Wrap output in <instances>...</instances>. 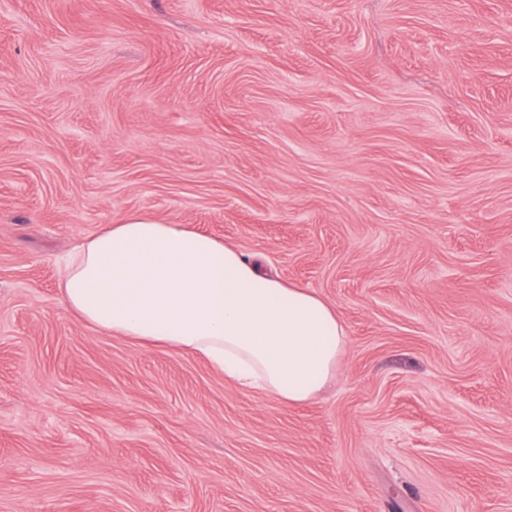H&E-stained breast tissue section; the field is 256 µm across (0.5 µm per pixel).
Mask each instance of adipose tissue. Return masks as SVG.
<instances>
[{
    "instance_id": "1",
    "label": "adipose tissue",
    "mask_w": 512,
    "mask_h": 512,
    "mask_svg": "<svg viewBox=\"0 0 512 512\" xmlns=\"http://www.w3.org/2000/svg\"><path fill=\"white\" fill-rule=\"evenodd\" d=\"M60 288L98 329L191 354L289 405L323 388L347 343L316 293L260 275L221 240L139 214L86 237Z\"/></svg>"
}]
</instances>
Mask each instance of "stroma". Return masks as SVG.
<instances>
[{
	"label": "stroma",
	"instance_id": "obj_1",
	"mask_svg": "<svg viewBox=\"0 0 512 512\" xmlns=\"http://www.w3.org/2000/svg\"><path fill=\"white\" fill-rule=\"evenodd\" d=\"M132 213L334 307L321 393L68 311ZM0 512H512V0H0Z\"/></svg>",
	"mask_w": 512,
	"mask_h": 512
}]
</instances>
